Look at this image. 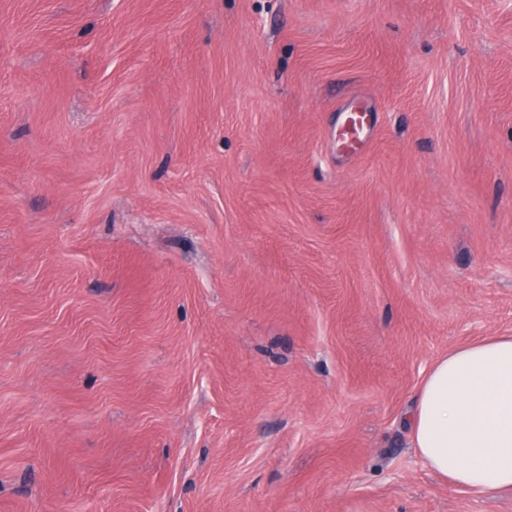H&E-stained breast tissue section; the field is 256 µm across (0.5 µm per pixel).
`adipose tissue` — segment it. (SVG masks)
<instances>
[{
    "instance_id": "obj_1",
    "label": "adipose tissue",
    "mask_w": 512,
    "mask_h": 512,
    "mask_svg": "<svg viewBox=\"0 0 512 512\" xmlns=\"http://www.w3.org/2000/svg\"><path fill=\"white\" fill-rule=\"evenodd\" d=\"M409 430L426 469L452 487L512 491V336L439 358L417 390Z\"/></svg>"
}]
</instances>
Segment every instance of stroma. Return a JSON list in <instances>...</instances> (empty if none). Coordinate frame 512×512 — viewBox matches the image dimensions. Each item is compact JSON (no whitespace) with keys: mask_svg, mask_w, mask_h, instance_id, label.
I'll return each instance as SVG.
<instances>
[{"mask_svg":"<svg viewBox=\"0 0 512 512\" xmlns=\"http://www.w3.org/2000/svg\"><path fill=\"white\" fill-rule=\"evenodd\" d=\"M510 334L512 0H0V512H512L406 423Z\"/></svg>","mask_w":512,"mask_h":512,"instance_id":"obj_1","label":"stroma"}]
</instances>
